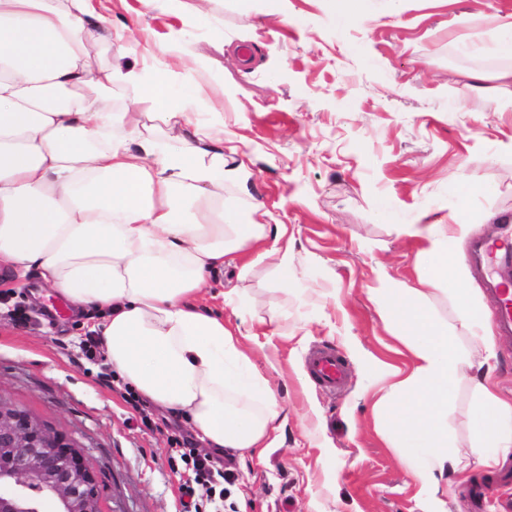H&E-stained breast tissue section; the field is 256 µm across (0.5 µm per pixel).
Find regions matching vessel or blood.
Returning a JSON list of instances; mask_svg holds the SVG:
<instances>
[{"label":"vessel or blood","instance_id":"1","mask_svg":"<svg viewBox=\"0 0 512 512\" xmlns=\"http://www.w3.org/2000/svg\"><path fill=\"white\" fill-rule=\"evenodd\" d=\"M469 260L485 292L496 302L499 334L512 336V230L492 240L472 241ZM308 372L321 387L332 391L343 384L346 366L335 350L323 348L310 357Z\"/></svg>","mask_w":512,"mask_h":512}]
</instances>
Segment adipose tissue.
Returning <instances> with one entry per match:
<instances>
[{"mask_svg":"<svg viewBox=\"0 0 512 512\" xmlns=\"http://www.w3.org/2000/svg\"><path fill=\"white\" fill-rule=\"evenodd\" d=\"M93 26L112 22L92 0H0V264L20 275L38 268L75 308L97 311L113 368L147 401L185 416L206 447L263 461L281 427L277 395L253 372L240 327L194 300L231 252L260 253L288 272L286 227L225 208L224 184L246 164L204 149L209 128L157 151L154 132L188 118L175 89L136 62L98 67ZM123 86L139 89L151 111L114 110ZM473 230L464 206L401 225L418 246V284L388 275L375 291L386 327L411 354L379 402L424 512H447L441 480L472 478L448 431L461 381L476 393L470 437L481 468L493 473L512 454V398L492 381L491 328L456 251ZM432 290L453 300L481 350L464 351L436 318L426 303Z\"/></svg>","mask_w":512,"mask_h":512,"instance_id":"ef3b65f1","label":"adipose tissue"}]
</instances>
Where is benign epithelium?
I'll return each instance as SVG.
<instances>
[{
  "instance_id": "1",
  "label": "benign epithelium",
  "mask_w": 512,
  "mask_h": 512,
  "mask_svg": "<svg viewBox=\"0 0 512 512\" xmlns=\"http://www.w3.org/2000/svg\"><path fill=\"white\" fill-rule=\"evenodd\" d=\"M101 512V487L79 445L0 393V512Z\"/></svg>"
}]
</instances>
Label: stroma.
<instances>
[{
  "mask_svg": "<svg viewBox=\"0 0 512 512\" xmlns=\"http://www.w3.org/2000/svg\"><path fill=\"white\" fill-rule=\"evenodd\" d=\"M98 0L119 38L92 30L102 65L138 60L188 89L192 125L220 129L246 155L248 173L226 183L224 203L257 209L288 229L294 270L270 260L244 267L229 255L199 305L241 323L242 349L275 389L284 424L263 462L216 451L227 478L203 512H422L407 467L373 406L399 365L400 341L373 299L382 274L414 283L417 245L398 227L425 211L444 216L459 184L479 233L512 214V112L489 113L484 93L454 111L474 72L512 67V56L466 54L507 16L512 0H374L372 17L340 24L329 0ZM60 296L37 271L0 268V393L40 415L82 448L103 487L102 512H181L189 465L171 461L182 418L130 404L131 385L104 349L85 355L96 311L50 312ZM331 347L345 384L318 386L306 362ZM475 394L461 384L448 405L455 453L476 468L470 441ZM448 512H512V458L493 475L440 486Z\"/></svg>",
  "mask_w": 512,
  "mask_h": 512,
  "instance_id": "obj_1",
  "label": "stroma"
}]
</instances>
